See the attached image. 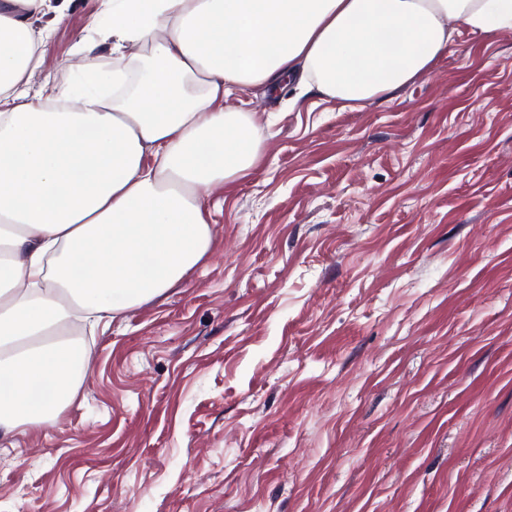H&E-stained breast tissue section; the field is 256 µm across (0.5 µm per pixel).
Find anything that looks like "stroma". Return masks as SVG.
<instances>
[{
  "label": "stroma",
  "instance_id": "35a3bbf8",
  "mask_svg": "<svg viewBox=\"0 0 512 512\" xmlns=\"http://www.w3.org/2000/svg\"><path fill=\"white\" fill-rule=\"evenodd\" d=\"M240 99L262 159L207 198L213 259L80 335L0 512H512V31L353 110Z\"/></svg>",
  "mask_w": 512,
  "mask_h": 512
}]
</instances>
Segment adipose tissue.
Returning <instances> with one entry per match:
<instances>
[{"instance_id": "ef3b65f1", "label": "adipose tissue", "mask_w": 512, "mask_h": 512, "mask_svg": "<svg viewBox=\"0 0 512 512\" xmlns=\"http://www.w3.org/2000/svg\"><path fill=\"white\" fill-rule=\"evenodd\" d=\"M46 0H0V435L48 423L89 369L70 338L162 295L213 252L206 198L262 157L246 89L341 108L431 72L512 0H101L75 77L27 83ZM152 54L136 77L133 49Z\"/></svg>"}]
</instances>
